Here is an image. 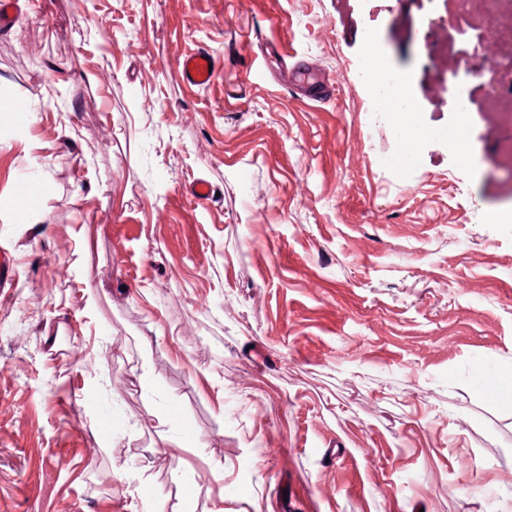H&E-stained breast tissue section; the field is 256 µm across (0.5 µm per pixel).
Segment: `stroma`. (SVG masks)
<instances>
[{
    "mask_svg": "<svg viewBox=\"0 0 512 512\" xmlns=\"http://www.w3.org/2000/svg\"><path fill=\"white\" fill-rule=\"evenodd\" d=\"M485 12L38 0L0 29V512H512V61ZM379 63L408 171L376 162L405 144ZM217 63L208 51L201 50L185 56L180 63L182 80L189 86L205 88L216 77Z\"/></svg>",
    "mask_w": 512,
    "mask_h": 512,
    "instance_id": "obj_1",
    "label": "stroma"
}]
</instances>
